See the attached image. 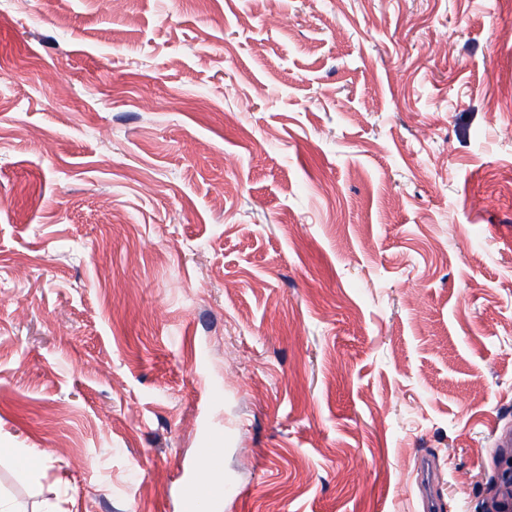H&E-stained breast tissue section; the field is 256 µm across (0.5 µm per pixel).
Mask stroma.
Returning <instances> with one entry per match:
<instances>
[{
  "instance_id": "1",
  "label": "stroma",
  "mask_w": 512,
  "mask_h": 512,
  "mask_svg": "<svg viewBox=\"0 0 512 512\" xmlns=\"http://www.w3.org/2000/svg\"><path fill=\"white\" fill-rule=\"evenodd\" d=\"M506 129L512 0H0V498L482 512Z\"/></svg>"
}]
</instances>
